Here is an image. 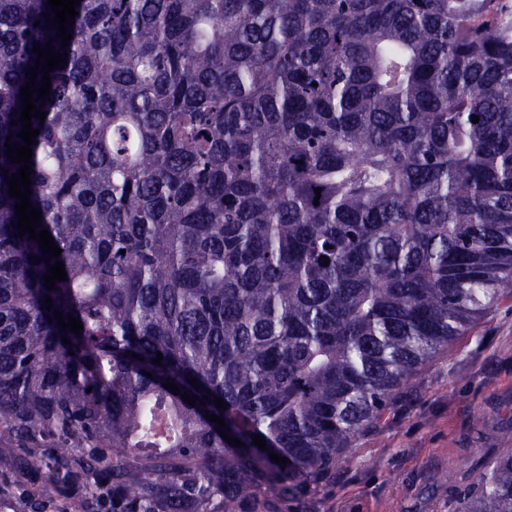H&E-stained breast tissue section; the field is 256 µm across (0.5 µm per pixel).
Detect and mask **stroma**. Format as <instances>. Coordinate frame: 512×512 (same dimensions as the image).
Instances as JSON below:
<instances>
[{"label":"stroma","mask_w":512,"mask_h":512,"mask_svg":"<svg viewBox=\"0 0 512 512\" xmlns=\"http://www.w3.org/2000/svg\"><path fill=\"white\" fill-rule=\"evenodd\" d=\"M512 436V296L395 392L288 512H457L456 493Z\"/></svg>","instance_id":"obj_1"}]
</instances>
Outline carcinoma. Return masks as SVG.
Returning a JSON list of instances; mask_svg holds the SVG:
<instances>
[{
	"instance_id": "carcinoma-1",
	"label": "carcinoma",
	"mask_w": 512,
	"mask_h": 512,
	"mask_svg": "<svg viewBox=\"0 0 512 512\" xmlns=\"http://www.w3.org/2000/svg\"><path fill=\"white\" fill-rule=\"evenodd\" d=\"M76 9L64 48L47 0H0V495L286 512L512 296V0ZM36 42L66 58L31 119L49 264L5 182ZM457 503L512 512V447Z\"/></svg>"
}]
</instances>
